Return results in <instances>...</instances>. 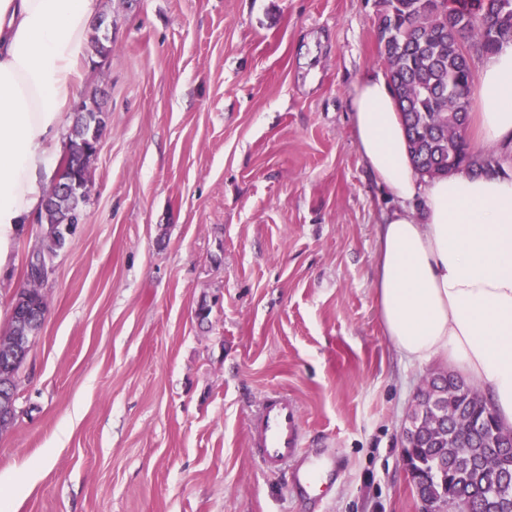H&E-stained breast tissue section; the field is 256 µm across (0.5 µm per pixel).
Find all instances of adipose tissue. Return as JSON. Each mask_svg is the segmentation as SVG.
Instances as JSON below:
<instances>
[{"instance_id": "obj_1", "label": "adipose tissue", "mask_w": 512, "mask_h": 512, "mask_svg": "<svg viewBox=\"0 0 512 512\" xmlns=\"http://www.w3.org/2000/svg\"><path fill=\"white\" fill-rule=\"evenodd\" d=\"M95 11L96 0H0V267L55 178ZM476 97L480 143L512 140V44L486 58ZM352 107L368 169L400 202L378 228L384 333L407 364L446 362L512 429V173L420 180L384 75L358 84Z\"/></svg>"}]
</instances>
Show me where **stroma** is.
<instances>
[{
	"label": "stroma",
	"instance_id": "stroma-1",
	"mask_svg": "<svg viewBox=\"0 0 512 512\" xmlns=\"http://www.w3.org/2000/svg\"><path fill=\"white\" fill-rule=\"evenodd\" d=\"M378 9L98 0L109 50L87 54L79 94L107 125L0 431V512H422L401 431L439 367L383 332L377 226L397 201L351 121L355 86L386 69ZM38 236L11 241L0 336ZM273 391L303 428L275 473L248 436Z\"/></svg>",
	"mask_w": 512,
	"mask_h": 512
}]
</instances>
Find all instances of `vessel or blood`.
Instances as JSON below:
<instances>
[{"instance_id":"vessel-or-blood-1","label":"vessel or blood","mask_w":512,"mask_h":512,"mask_svg":"<svg viewBox=\"0 0 512 512\" xmlns=\"http://www.w3.org/2000/svg\"><path fill=\"white\" fill-rule=\"evenodd\" d=\"M249 446L270 471L295 458L301 447V423L294 402L280 394L266 396L252 418Z\"/></svg>"}]
</instances>
